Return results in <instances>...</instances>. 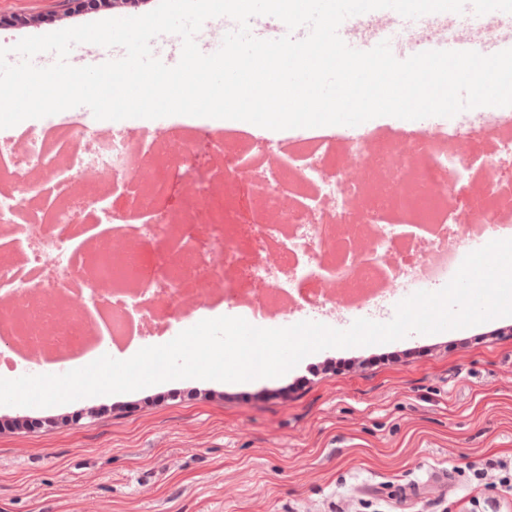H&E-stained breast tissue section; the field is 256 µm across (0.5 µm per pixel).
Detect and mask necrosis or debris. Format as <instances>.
Wrapping results in <instances>:
<instances>
[{
    "instance_id": "1",
    "label": "necrosis or debris",
    "mask_w": 512,
    "mask_h": 512,
    "mask_svg": "<svg viewBox=\"0 0 512 512\" xmlns=\"http://www.w3.org/2000/svg\"><path fill=\"white\" fill-rule=\"evenodd\" d=\"M361 35L377 33L414 50L433 39L466 33L485 52L511 34L479 17L454 21L424 15L416 22L370 11L346 19ZM498 111L479 126L440 129L381 145L376 131L335 150L325 127L305 128L289 152L263 140L209 130L205 117L179 115L164 134L136 139L103 124L72 127L57 141L27 131L0 146V309L29 364L74 352L76 367L99 358L89 336L124 339L129 324L158 325L208 312L230 282L244 288L250 324L290 319L324 301L352 307L369 300L368 284L405 288L456 273L458 256L490 241L512 223V138L483 150ZM220 159L219 170L192 193V206L174 207L167 179L171 148L190 158L199 139ZM417 169L415 195L404 177ZM376 176L367 194L365 171ZM271 221H264V214ZM162 237L170 251L148 259L144 237ZM397 264L381 263L385 253ZM294 268L293 276L272 266Z\"/></svg>"
}]
</instances>
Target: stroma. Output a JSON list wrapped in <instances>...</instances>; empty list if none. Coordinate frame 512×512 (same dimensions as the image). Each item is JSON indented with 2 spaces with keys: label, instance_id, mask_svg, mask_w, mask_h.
Instances as JSON below:
<instances>
[{
  "label": "stroma",
  "instance_id": "obj_1",
  "mask_svg": "<svg viewBox=\"0 0 512 512\" xmlns=\"http://www.w3.org/2000/svg\"><path fill=\"white\" fill-rule=\"evenodd\" d=\"M156 0H0V47ZM512 317L326 349L278 378L0 406V512H512ZM496 467L502 472V475L499 477V480H498L499 490L502 493L511 495L512 494V464H511V462H510V465H508L506 462L499 460V459L498 460L487 459L485 461L481 460L478 462H470L466 465L465 469L462 470L461 467H459L458 469H460L464 473L466 471H468V473H469L468 477H470L471 479L480 481L484 478L485 471L487 472L488 468L495 469Z\"/></svg>",
  "mask_w": 512,
  "mask_h": 512
}]
</instances>
